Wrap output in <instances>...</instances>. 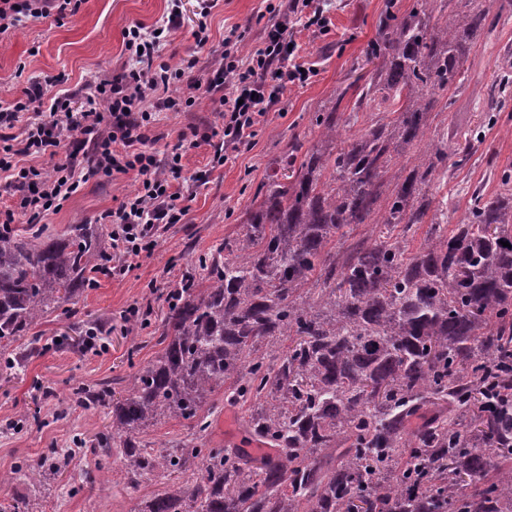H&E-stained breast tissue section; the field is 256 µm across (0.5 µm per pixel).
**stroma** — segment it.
I'll return each instance as SVG.
<instances>
[{
  "mask_svg": "<svg viewBox=\"0 0 512 512\" xmlns=\"http://www.w3.org/2000/svg\"><path fill=\"white\" fill-rule=\"evenodd\" d=\"M289 0H216L207 18L209 41L197 48L201 0H83L78 14L64 23L47 18L0 35V99L10 98L32 84L45 94L76 92L90 80L113 74L128 60L123 43L125 27L139 23L151 28L162 22L172 5H179L183 21L163 51L170 62L194 55L193 78L207 80L224 51V36L237 30L243 47L262 36L268 6ZM388 0H316L324 10L326 29L309 27L303 14L292 17L291 37L297 61L316 69L303 85L289 88L271 105L251 149L232 154L221 166L211 163L213 148L199 142L189 149L185 169L176 185L191 195L190 210L180 224L159 227L155 247L138 266L117 278L111 269L97 275L72 316L51 314L34 328L37 351L17 376L5 373L0 352V472H12L16 481L0 488V501L25 497L30 512H135L147 488L128 484L119 464L104 462L90 448L92 440L111 421L106 404L69 401L77 386L111 382L123 391L133 366L153 359L157 337L167 311L165 294L200 254L237 236L258 185L269 164L290 151L293 144L311 149L320 139L314 124L319 107L340 87L364 83L368 52L376 24ZM512 44V19L497 33L481 39L467 62V87L456 110L437 106L429 135L442 134L452 114L461 119L460 135L471 145L468 163L435 180L433 191L449 224L464 219L475 186L495 192L503 172H512V93L492 101L489 85L503 76L500 57ZM217 100L206 98L192 109L167 111L151 126L156 149L164 151L179 141L182 131L221 124ZM135 173L112 179L88 177L63 208L47 215L49 231L64 232L71 224L107 225L98 218L137 190ZM132 305L151 306L150 322L137 337L122 330V313ZM97 334L100 352L87 350L84 341ZM251 405L230 407L215 397L212 426L206 437L211 448H252L246 430Z\"/></svg>",
  "mask_w": 512,
  "mask_h": 512,
  "instance_id": "35a3bbf8",
  "label": "stroma"
}]
</instances>
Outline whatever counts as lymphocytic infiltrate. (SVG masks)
Instances as JSON below:
<instances>
[{"mask_svg":"<svg viewBox=\"0 0 512 512\" xmlns=\"http://www.w3.org/2000/svg\"><path fill=\"white\" fill-rule=\"evenodd\" d=\"M81 0H0V34L31 20L75 16ZM179 9H171L160 25L125 28V49L130 63L111 76L90 81L81 97L63 93L46 96L33 85L21 96L0 101V184L15 199L0 211V228L9 229L17 217L38 224L62 209L85 174L112 178L135 173L138 189L116 208L100 216L110 225L114 275L133 270L154 247L155 230L162 224L181 223L189 208L174 182L184 168L187 147L194 139L181 134L166 156L150 146L149 125L155 114L181 105L196 104V93L217 95L223 124L205 132L214 144L212 162L221 166L229 152L251 145L267 108L288 87L305 84L313 69H301L290 49L291 19L277 15L248 52L240 50V35L229 31L224 53L206 82L190 79L194 56L178 63L162 61L170 31L181 24ZM186 85L187 95L174 97L173 87ZM231 94H224V87ZM53 159L51 169L22 167L21 157Z\"/></svg>","mask_w":512,"mask_h":512,"instance_id":"f902f5d3","label":"lymphocytic infiltrate"}]
</instances>
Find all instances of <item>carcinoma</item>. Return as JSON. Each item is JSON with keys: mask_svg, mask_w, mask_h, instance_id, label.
Returning a JSON list of instances; mask_svg holds the SVG:
<instances>
[{"mask_svg": "<svg viewBox=\"0 0 512 512\" xmlns=\"http://www.w3.org/2000/svg\"><path fill=\"white\" fill-rule=\"evenodd\" d=\"M505 13L512 0L383 12L369 81L336 90L315 115L319 144L276 161L242 234L171 289L156 359L119 398L108 384L75 391L112 407L97 443L131 485L160 483L137 512H512V417L495 396L512 387V176L491 196L474 190L447 232L431 184L468 148L452 123L426 138L438 96L460 92L464 63ZM360 112L369 124L346 136ZM353 224L383 229L332 254ZM398 224L429 225L415 251L392 235ZM97 260L112 254L91 224L0 233V350L74 314ZM284 338L273 360L256 355ZM221 388L257 405L248 428L271 451L205 447L202 411ZM165 418L193 423L197 442L144 444L141 430Z\"/></svg>", "mask_w": 512, "mask_h": 512, "instance_id": "1", "label": "carcinoma"}]
</instances>
